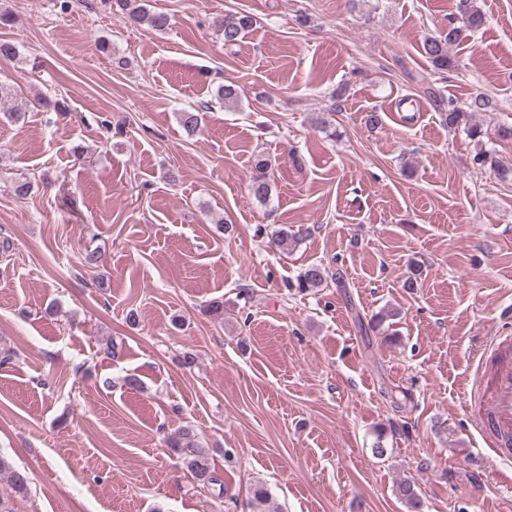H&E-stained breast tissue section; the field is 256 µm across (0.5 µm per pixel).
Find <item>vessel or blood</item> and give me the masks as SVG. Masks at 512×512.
Wrapping results in <instances>:
<instances>
[{
  "label": "vessel or blood",
  "instance_id": "vessel-or-blood-1",
  "mask_svg": "<svg viewBox=\"0 0 512 512\" xmlns=\"http://www.w3.org/2000/svg\"><path fill=\"white\" fill-rule=\"evenodd\" d=\"M488 379L467 392L466 406L478 411L477 426L495 457L512 456V336L497 337L492 346Z\"/></svg>",
  "mask_w": 512,
  "mask_h": 512
}]
</instances>
